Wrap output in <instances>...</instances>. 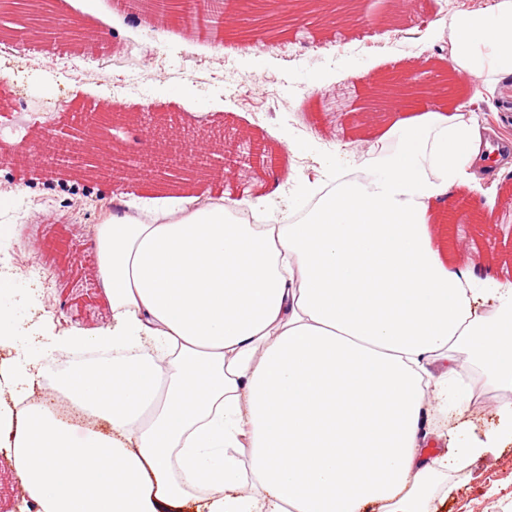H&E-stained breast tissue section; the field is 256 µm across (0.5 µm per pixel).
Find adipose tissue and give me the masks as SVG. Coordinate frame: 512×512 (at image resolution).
Listing matches in <instances>:
<instances>
[{"instance_id": "adipose-tissue-1", "label": "adipose tissue", "mask_w": 512, "mask_h": 512, "mask_svg": "<svg viewBox=\"0 0 512 512\" xmlns=\"http://www.w3.org/2000/svg\"><path fill=\"white\" fill-rule=\"evenodd\" d=\"M448 66L512 76V0L460 11ZM397 103V149L370 183L336 180L289 224L233 201L120 208L93 245L112 326L52 337L104 351L54 388L98 427L0 406V454L37 512H432L438 476L512 444V280L448 266L431 225L465 222L490 145L470 116ZM498 391L486 440L427 457L429 412Z\"/></svg>"}]
</instances>
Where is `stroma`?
<instances>
[{
  "mask_svg": "<svg viewBox=\"0 0 512 512\" xmlns=\"http://www.w3.org/2000/svg\"><path fill=\"white\" fill-rule=\"evenodd\" d=\"M497 0H383L377 14L337 16L327 29L322 16L299 11L288 21L267 24L265 33L243 18L235 0H224L215 38L196 37L193 24L180 20L133 17L115 0H74L70 12L95 37L84 54V69L73 73L69 41L58 36L47 44L14 40L0 53V134L15 136L25 127L47 123L67 131L77 112H97L110 102L123 110L154 112L179 125L189 118L221 133L236 130L224 154L222 179H202L194 188L166 190L139 183L79 181L63 187L43 175L23 178L17 164L0 163V225H21V232L0 239V265L14 281L12 296L0 299L16 329V342L0 346V361L28 346L32 331L49 323L52 334L96 333L112 324V310L96 272L88 237L90 224L105 220L117 198L132 209L153 207L166 196L171 206L229 198L240 206L266 193L272 170L237 165L257 143L294 150L279 163L297 175H340L351 163L370 157L382 141H394L389 114H367L370 81L409 71L428 78L443 70L451 19L461 10H483ZM416 33L407 41L406 33ZM246 52L233 51V43ZM262 66H254L253 56ZM187 89L179 98L175 89ZM465 94L476 97L480 125L499 139L512 141V78L502 96L488 100L480 80H469ZM456 204L472 219L447 224L443 231L455 266L480 264L494 275L512 276V175L499 183L484 180L481 189L457 188ZM44 269L41 279L26 272ZM495 395L471 406L465 421L437 412L427 417L430 452L443 451L448 440L483 436L497 424ZM452 491L441 512H512V445L494 456L449 471Z\"/></svg>",
  "mask_w": 512,
  "mask_h": 512,
  "instance_id": "35a3bbf8",
  "label": "stroma"
}]
</instances>
